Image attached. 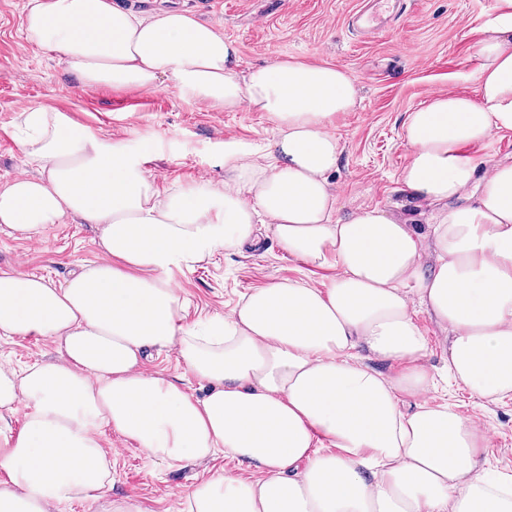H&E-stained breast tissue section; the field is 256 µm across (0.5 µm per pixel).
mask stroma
Instances as JSON below:
<instances>
[{"label":"stroma","instance_id":"35a3bbf8","mask_svg":"<svg viewBox=\"0 0 512 512\" xmlns=\"http://www.w3.org/2000/svg\"><path fill=\"white\" fill-rule=\"evenodd\" d=\"M27 0H0V185L25 168L12 137L20 110L30 104L66 113L105 141L146 156L161 192L200 189L224 178V143L236 139L263 152L275 138L273 122L247 107L228 111L171 88H80L67 64L30 44L23 34ZM137 12L177 6L210 17L239 49L240 66L294 58L346 69L361 102L334 127L342 153L334 177L340 215L378 207L431 223L433 206H416L399 190L409 148L403 138L408 112L442 92L477 96L475 47L494 20L497 0H404L401 13L371 38L352 26L367 0H215L207 11L196 0H119ZM89 224H55L42 239L0 234V269H15L60 282L79 264L102 260ZM324 270L291 256L261 231L255 246L224 252L195 268L173 271L189 302L186 323L227 314L240 296L281 279L317 286ZM50 342L0 337V363L19 369L54 357ZM433 403L456 405L491 436L487 469L512 473V402L482 406L452 380L437 377ZM112 457L111 497L134 495L152 512H173L179 494L216 471L243 469L220 457L170 466L154 462L119 433H99Z\"/></svg>","mask_w":512,"mask_h":512}]
</instances>
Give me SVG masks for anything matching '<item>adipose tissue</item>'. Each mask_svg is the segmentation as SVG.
<instances>
[{
	"mask_svg": "<svg viewBox=\"0 0 512 512\" xmlns=\"http://www.w3.org/2000/svg\"><path fill=\"white\" fill-rule=\"evenodd\" d=\"M23 32L82 88L165 84L266 113L277 137L260 157L225 142L218 186L164 197L145 158L62 112L22 110L17 144L34 173L0 186V233L38 240L53 224H91L105 260L60 284L0 270V335L59 353L0 365V413L28 410L0 448V512L104 498V428L157 461L224 455L251 470L213 473L177 512H512V474L480 466L487 433L427 400L429 344L413 319L422 309L444 331L442 358L466 391L512 400V161L471 152L512 131V0H498L476 46L478 97L440 93L407 116L408 197L445 203L483 180L476 203L422 229L376 207L335 214L330 127L360 103L344 69L284 59L243 70L217 22L115 0H28ZM262 222L288 253L332 269L328 282L275 281L228 315L184 324L169 271L255 243ZM170 349L205 394L146 369L151 351Z\"/></svg>",
	"mask_w": 512,
	"mask_h": 512,
	"instance_id": "ef3b65f1",
	"label": "adipose tissue"
}]
</instances>
